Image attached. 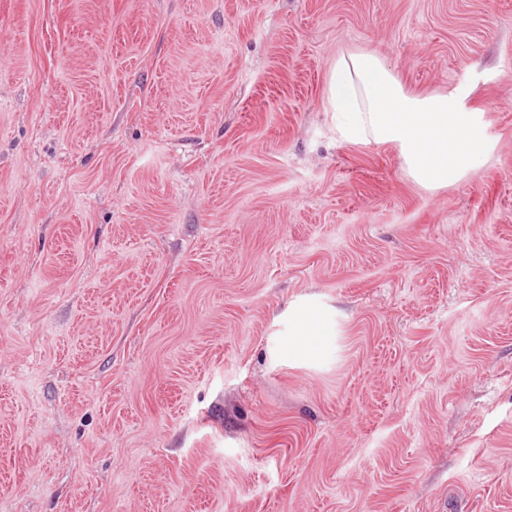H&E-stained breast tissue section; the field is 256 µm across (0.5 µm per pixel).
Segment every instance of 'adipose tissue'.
Instances as JSON below:
<instances>
[{"label":"adipose tissue","mask_w":512,"mask_h":512,"mask_svg":"<svg viewBox=\"0 0 512 512\" xmlns=\"http://www.w3.org/2000/svg\"><path fill=\"white\" fill-rule=\"evenodd\" d=\"M329 105L340 137L398 149L407 176L428 190L461 180L484 145L479 113L455 91L415 96L373 53L340 56L328 78ZM292 332L282 348L292 358L317 353L328 329L325 315L307 305L288 310Z\"/></svg>","instance_id":"adipose-tissue-1"}]
</instances>
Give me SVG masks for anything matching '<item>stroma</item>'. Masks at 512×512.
<instances>
[{
    "mask_svg": "<svg viewBox=\"0 0 512 512\" xmlns=\"http://www.w3.org/2000/svg\"><path fill=\"white\" fill-rule=\"evenodd\" d=\"M362 50L463 180L337 135ZM0 512H512V0H0ZM328 92L340 137L397 148L406 175L425 189L461 180L479 159L480 113L452 90L423 97L406 92L376 54L357 51L337 58ZM292 333L284 340L283 351L292 358H305L317 353L328 336L326 316L307 305H295L288 309Z\"/></svg>",
    "mask_w": 512,
    "mask_h": 512,
    "instance_id": "35a3bbf8",
    "label": "stroma"
}]
</instances>
